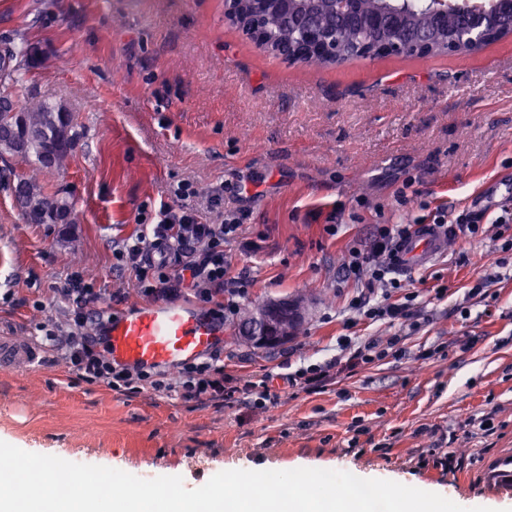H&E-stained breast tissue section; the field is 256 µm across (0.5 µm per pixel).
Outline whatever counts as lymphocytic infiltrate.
<instances>
[{"label": "lymphocytic infiltrate", "mask_w": 512, "mask_h": 512, "mask_svg": "<svg viewBox=\"0 0 512 512\" xmlns=\"http://www.w3.org/2000/svg\"><path fill=\"white\" fill-rule=\"evenodd\" d=\"M208 222L198 219L196 209L172 210L160 206L154 212H141L135 234L112 252L118 266L134 271L136 288L145 297L167 296L181 289L193 291L195 298L209 305L213 320L223 321L237 312L236 299L251 284L247 272L230 274L224 253L226 242L236 239L246 216L240 209L224 205L223 189H216L206 203ZM414 232L410 224H381L369 244L351 248L344 263L346 276L354 277L365 289L351 307L368 320H398L408 305L401 302H371L368 294L375 288L384 292L402 289L397 273L402 268L401 248ZM59 295L65 304L64 324L43 315L34 324L35 331L57 343L63 361L90 383H103L116 392L150 386L185 398L209 396L234 399L237 394L254 396L257 406L277 403L273 375L260 381L246 380L225 373L220 353L209 360L184 364L176 378L156 367L134 366L114 360L102 351L113 319L111 308L98 307L99 294L80 272L67 275Z\"/></svg>", "instance_id": "obj_1"}]
</instances>
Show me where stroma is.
<instances>
[{"instance_id": "stroma-1", "label": "stroma", "mask_w": 512, "mask_h": 512, "mask_svg": "<svg viewBox=\"0 0 512 512\" xmlns=\"http://www.w3.org/2000/svg\"><path fill=\"white\" fill-rule=\"evenodd\" d=\"M22 38L38 49L31 92L78 112L82 128L66 169L39 176L74 201L71 223H26L11 190L24 168L0 162V294L12 295L0 336L29 339L40 302L63 318L53 290L76 269L103 297L122 296L116 314L145 304L112 251L184 180L203 197L223 187L247 213L242 240L224 246L231 273L252 280L239 306L299 301L305 333L258 349L238 318L225 321V372L276 376L281 399L263 408L118 393L52 356L33 370L0 365V441L189 489L242 467L343 464L469 512H512V493L482 488L512 454V250L496 227L406 269L416 298L393 322L356 319L361 288L342 272L376 225L427 224L439 206L512 211V38L462 56L291 66L225 23L224 0H0V44ZM394 336L402 356L343 369L341 338ZM327 365L328 386L285 380ZM449 451L463 467L435 469L431 453Z\"/></svg>"}]
</instances>
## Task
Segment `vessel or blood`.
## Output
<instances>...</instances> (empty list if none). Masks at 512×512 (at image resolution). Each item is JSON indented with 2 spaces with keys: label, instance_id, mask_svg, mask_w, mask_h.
Listing matches in <instances>:
<instances>
[{
  "label": "vessel or blood",
  "instance_id": "obj_1",
  "mask_svg": "<svg viewBox=\"0 0 512 512\" xmlns=\"http://www.w3.org/2000/svg\"><path fill=\"white\" fill-rule=\"evenodd\" d=\"M445 247V236L432 226L419 225L406 243L401 260L407 267L427 265ZM220 327L187 306L151 304L113 320L108 335L112 357L145 366L177 367L201 357L217 343ZM42 346L0 338V361L32 368L42 361ZM483 484L491 493L512 489V470L489 468Z\"/></svg>",
  "mask_w": 512,
  "mask_h": 512
}]
</instances>
